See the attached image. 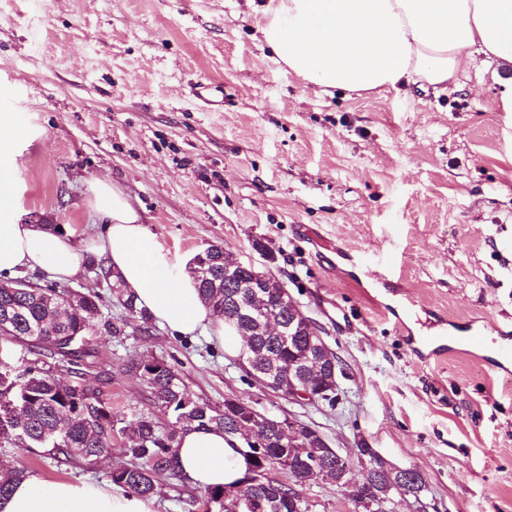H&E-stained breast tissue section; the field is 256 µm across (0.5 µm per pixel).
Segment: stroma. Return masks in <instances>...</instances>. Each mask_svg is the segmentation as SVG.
Segmentation results:
<instances>
[{
  "label": "stroma",
  "mask_w": 512,
  "mask_h": 512,
  "mask_svg": "<svg viewBox=\"0 0 512 512\" xmlns=\"http://www.w3.org/2000/svg\"><path fill=\"white\" fill-rule=\"evenodd\" d=\"M258 20L247 0H0V103L25 132L0 144L16 219L83 245L107 222L91 200L109 180L172 254L221 245L279 278L343 368L336 406L288 401L205 333L128 316L103 287L84 385L118 417L168 430L128 368L153 356L211 405L233 395L292 413L331 447L420 470L426 512H512V374L464 355L421 361L408 340L431 315L459 337L473 317L512 325V114L493 106L497 62L439 95L318 94L273 62ZM201 81L223 111L194 97ZM353 249L391 253L394 268L365 276ZM124 446L118 435L108 456L59 464L4 443L0 466L108 486ZM203 494L169 478L154 510L203 512Z\"/></svg>",
  "instance_id": "35a3bbf8"
}]
</instances>
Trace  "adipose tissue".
Listing matches in <instances>:
<instances>
[{"mask_svg": "<svg viewBox=\"0 0 512 512\" xmlns=\"http://www.w3.org/2000/svg\"><path fill=\"white\" fill-rule=\"evenodd\" d=\"M259 40L273 61L320 93L360 98L457 85L478 55L512 63V0H267L259 6ZM93 205L108 219L102 234L77 247L69 233L15 221L11 177L0 176V275L41 270L73 278L85 253L104 255L126 293L158 323L183 336L205 329L240 355L242 340L202 300L185 262L150 234L118 185L98 180ZM182 476L201 488L243 479L250 459L238 439L218 429H191L179 440ZM0 512H154L151 499L85 482H15Z\"/></svg>", "mask_w": 512, "mask_h": 512, "instance_id": "1", "label": "adipose tissue"}]
</instances>
